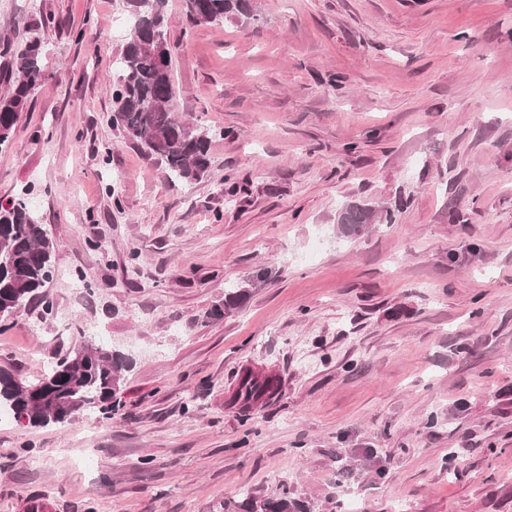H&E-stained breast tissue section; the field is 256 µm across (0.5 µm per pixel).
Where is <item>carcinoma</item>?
<instances>
[{
    "label": "carcinoma",
    "mask_w": 512,
    "mask_h": 512,
    "mask_svg": "<svg viewBox=\"0 0 512 512\" xmlns=\"http://www.w3.org/2000/svg\"><path fill=\"white\" fill-rule=\"evenodd\" d=\"M132 32L115 63L112 127L146 154L160 160L168 177L186 183L200 180L210 167V131L178 121L171 110L174 98L172 50L158 59L156 39L167 40L166 0H125ZM188 21L220 23L253 17L250 0H185ZM43 47L34 38L0 75L8 91L0 95V146L13 133L35 87L44 79ZM374 211L358 205L345 208L339 223H374ZM58 245L45 225L22 200L0 202V319L11 317L37 297L54 271ZM249 288L234 286L205 317L217 320L239 309ZM84 353L71 351L33 383L22 382L0 369V409L26 413L32 427L63 424L73 418L108 413L121 402L124 373L130 363L120 353L82 342ZM272 376L247 371L236 392L251 405L278 393ZM241 512H312L288 493L250 497Z\"/></svg>",
    "instance_id": "cac0c4a2"
}]
</instances>
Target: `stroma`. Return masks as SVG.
I'll list each match as a JSON object with an SVG mask.
<instances>
[{"label": "stroma", "instance_id": "1", "mask_svg": "<svg viewBox=\"0 0 512 512\" xmlns=\"http://www.w3.org/2000/svg\"><path fill=\"white\" fill-rule=\"evenodd\" d=\"M255 8L167 2L173 110L212 133L186 184L110 123L124 0H0V67L34 31L45 68L0 199L59 245L0 367L36 380L88 334L133 361L112 416L0 421V512H512V0ZM351 203L394 221L343 234ZM247 369L281 388L245 411ZM185 12L192 25L220 23L251 18L250 0H184ZM249 295L248 286L237 285L228 288L227 291H224V300L220 301L206 312V319L217 320L223 318L224 315L239 309ZM241 512H313L303 501L288 496V492L270 497H250L242 502Z\"/></svg>", "mask_w": 512, "mask_h": 512}]
</instances>
